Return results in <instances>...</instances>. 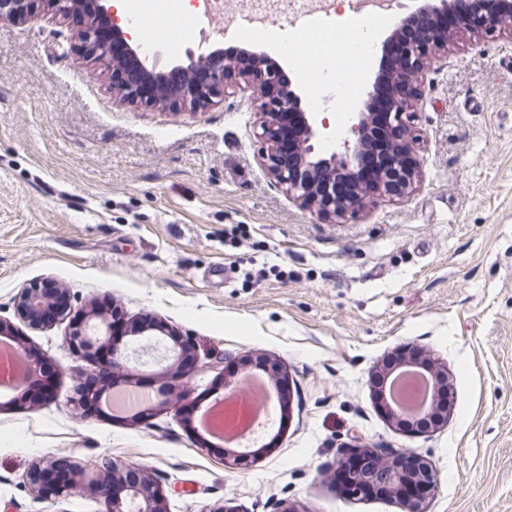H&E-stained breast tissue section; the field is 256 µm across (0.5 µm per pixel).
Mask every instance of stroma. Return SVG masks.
<instances>
[{
  "label": "stroma",
  "mask_w": 512,
  "mask_h": 512,
  "mask_svg": "<svg viewBox=\"0 0 512 512\" xmlns=\"http://www.w3.org/2000/svg\"><path fill=\"white\" fill-rule=\"evenodd\" d=\"M143 23L173 57L261 47L304 93L319 81L302 75L292 38ZM372 75L335 100L340 125L322 154L339 150ZM421 89V185L327 224L260 165L248 92L229 88L197 112L122 101L69 20L37 2L0 21V319L56 372L37 402L0 397V512H102L88 488L33 498L23 475L50 456L146 466L167 512H276L283 499L300 512H402L336 491L352 447L426 457L438 476L430 512H512V33L456 34ZM36 281L66 288L76 315L113 304L126 321H162L193 342L199 372L137 363L121 387L153 381L164 404L137 424L85 415L77 385L96 366L72 352L69 322L33 328L15 313ZM407 346L452 384L447 423L422 435L386 418L372 384ZM228 352L277 360L288 384L287 423L241 469L180 412L223 394Z\"/></svg>",
  "instance_id": "1"
}]
</instances>
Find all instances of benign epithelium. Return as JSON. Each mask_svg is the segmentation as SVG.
Returning <instances> with one entry per match:
<instances>
[{
	"mask_svg": "<svg viewBox=\"0 0 512 512\" xmlns=\"http://www.w3.org/2000/svg\"><path fill=\"white\" fill-rule=\"evenodd\" d=\"M34 0H0V19L29 12ZM47 10L74 21L73 34L89 55L108 61L112 90L122 100L158 105L164 109L200 111L224 95L233 84L248 88L260 110L257 133L262 165L274 182L303 208L321 220L335 224L357 218L381 200L401 199L411 194L421 180L418 146L421 133L416 123V104L422 92L419 77L431 64L436 51L447 46L454 33L468 31L493 38L512 28V0H498L502 9L478 15L475 0H418L413 13L402 18L382 44V60L374 74L364 108L355 113L341 150L323 156L316 143L326 130L317 113L306 109L284 68L264 51L242 49L233 54L218 48L205 61L192 54L170 70L160 62H140L138 45L120 26L111 0H42ZM48 308L43 290L23 289L16 301L19 318L32 326H44ZM70 336L76 352L89 354L108 335V318L92 309L74 321ZM166 327L153 321L133 323L132 335L157 339ZM401 367H416L430 375L433 387L448 382L442 371L434 374L428 365L410 359ZM397 368L383 364L372 383L380 387L387 417L399 428L422 434L415 422L419 416L399 415L387 402L385 388ZM406 452L377 456L373 465L348 478L351 497L361 496L368 483L389 489L386 497L406 512H426L437 489V476L428 463L409 474L400 467ZM98 492L104 512H166V493L139 465L121 469L104 462ZM84 468L65 459H41L27 470L24 481L36 499L61 498L83 488Z\"/></svg>",
	"mask_w": 512,
	"mask_h": 512,
	"instance_id": "obj_1",
	"label": "benign epithelium"
}]
</instances>
